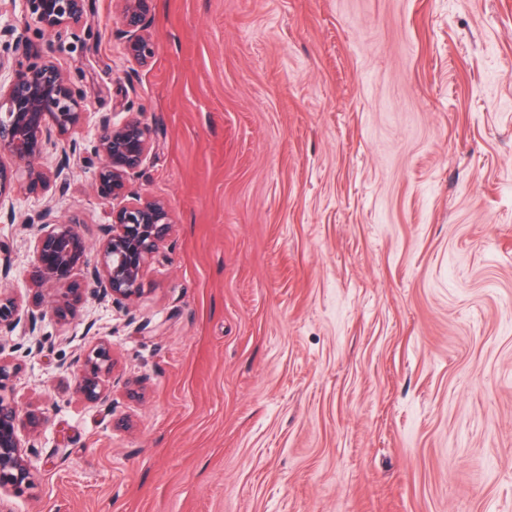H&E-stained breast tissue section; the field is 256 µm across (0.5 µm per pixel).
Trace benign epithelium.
I'll use <instances>...</instances> for the list:
<instances>
[{
  "label": "benign epithelium",
  "instance_id": "7a95c632",
  "mask_svg": "<svg viewBox=\"0 0 512 512\" xmlns=\"http://www.w3.org/2000/svg\"><path fill=\"white\" fill-rule=\"evenodd\" d=\"M116 4L128 55L140 64L148 63L155 52L148 32L152 0H116ZM21 8L46 36H75L87 24V0H21ZM88 121L84 96L54 61L16 64L8 84L0 83V154L25 163L26 173L20 180L16 170L0 163V217L14 219L15 193L44 195L56 186L61 170L38 163L43 145L54 136L65 154H76L80 145L75 135ZM151 146L148 125L100 117L97 136L85 154L96 164L98 197L116 206L96 253H90L77 217L61 216L46 205L27 219L37 225L32 280L38 286L57 287L49 311L59 322L73 317L85 297L86 283L93 284L94 294L116 304L132 303L142 294L147 269L173 228L166 202L129 190V179L143 165ZM20 319L15 300L0 294V328ZM112 367L109 345L101 343L89 350L74 386L76 393L89 403L106 402L112 393ZM18 373L19 363L0 357V494L21 495L34 487L33 467L23 452L21 436L39 433L47 421L45 412L25 411L3 395Z\"/></svg>",
  "mask_w": 512,
  "mask_h": 512
}]
</instances>
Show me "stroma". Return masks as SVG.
Listing matches in <instances>:
<instances>
[{
    "instance_id": "35a3bbf8",
    "label": "stroma",
    "mask_w": 512,
    "mask_h": 512,
    "mask_svg": "<svg viewBox=\"0 0 512 512\" xmlns=\"http://www.w3.org/2000/svg\"><path fill=\"white\" fill-rule=\"evenodd\" d=\"M14 38L96 117L144 121L132 192L174 229L125 306L67 324L32 282L25 219L111 222L94 170L48 142L65 188L0 219L10 392L47 422L6 512H512V0H154L132 60L114 0L78 36ZM112 348L107 404L79 397ZM112 350L101 343L83 357L82 376L76 381V393L89 403H105L112 393Z\"/></svg>"
}]
</instances>
